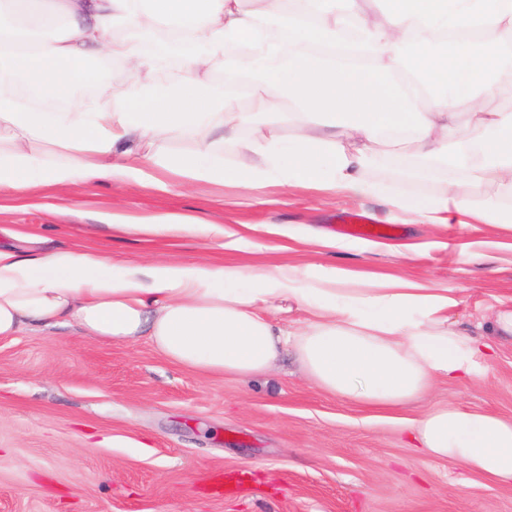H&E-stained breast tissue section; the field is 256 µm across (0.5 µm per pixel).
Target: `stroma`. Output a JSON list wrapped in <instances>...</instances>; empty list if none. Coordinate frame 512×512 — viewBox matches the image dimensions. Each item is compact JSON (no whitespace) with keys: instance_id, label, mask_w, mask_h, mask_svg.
<instances>
[{"instance_id":"35a3bbf8","label":"stroma","mask_w":512,"mask_h":512,"mask_svg":"<svg viewBox=\"0 0 512 512\" xmlns=\"http://www.w3.org/2000/svg\"><path fill=\"white\" fill-rule=\"evenodd\" d=\"M370 155L367 177L391 190H454L512 209L492 172L405 181L384 145ZM351 211L387 221L381 201L300 186L142 178L44 185L23 198L1 189V245L84 243L116 263L219 259L230 269L391 275L447 291L461 329L492 351L484 378L443 379L411 403L369 410L317 388L290 352L259 379L209 376L144 339L29 327L0 338V512H512L511 484L432 459L411 434L436 404L512 421V337L491 327L501 303L512 305V229L403 224L393 237L356 239L334 229ZM112 212L130 223L186 216L213 230L151 241L99 222Z\"/></svg>"}]
</instances>
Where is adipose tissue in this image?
I'll return each mask as SVG.
<instances>
[{
  "mask_svg": "<svg viewBox=\"0 0 512 512\" xmlns=\"http://www.w3.org/2000/svg\"><path fill=\"white\" fill-rule=\"evenodd\" d=\"M280 15L287 43L269 40L241 0H0L34 27L59 15L62 37L36 52L0 50V187L27 191L139 176L134 160L191 182L245 187L302 184L377 198L393 221L511 225L497 205L454 192L393 194L365 175L357 141L387 142L404 162L445 178L491 171L512 192V111L485 112L477 101L512 82V0H258ZM199 41L205 55L183 63L172 90L155 82L133 92L94 79L90 64L118 58L134 71H157L134 43L108 40L113 27L141 18ZM479 30L492 31L487 41ZM451 32L438 59L426 49ZM260 45L241 60L245 95L221 92L203 72L210 60ZM25 80L43 96L67 100L62 112L24 102ZM93 80L95 95L77 98ZM469 115H462V105ZM296 133L279 136L281 120ZM262 127L244 139L241 124ZM207 128L211 138L188 156L156 152L173 131ZM231 144L225 163L217 144ZM43 145L34 153V145ZM109 227L172 238L205 227L163 219L130 224L101 215ZM438 289L396 277H356L326 269L313 278L285 267L229 272L205 261L115 264L82 247L22 252L0 246V337L32 326H75L82 334L134 343L148 338L168 362L205 375L268 374L285 351L321 390L370 408L425 394L435 379L477 378L482 344L448 311ZM422 449L488 479L512 484V423L457 407L430 409L416 427Z\"/></svg>",
  "mask_w": 512,
  "mask_h": 512,
  "instance_id": "1",
  "label": "adipose tissue"
}]
</instances>
